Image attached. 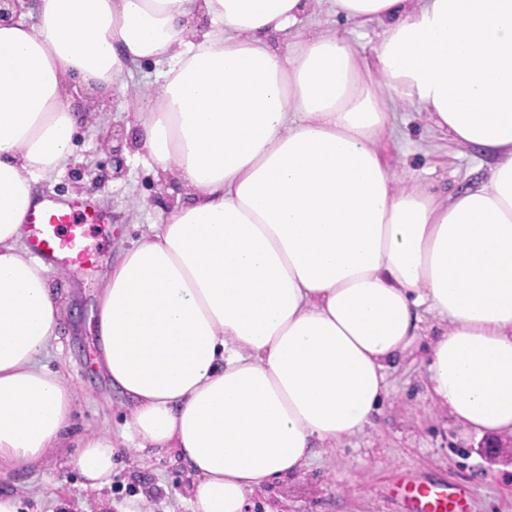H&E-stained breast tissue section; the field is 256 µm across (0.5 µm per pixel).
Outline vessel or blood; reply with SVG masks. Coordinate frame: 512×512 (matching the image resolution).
Segmentation results:
<instances>
[{
	"label": "vessel or blood",
	"mask_w": 512,
	"mask_h": 512,
	"mask_svg": "<svg viewBox=\"0 0 512 512\" xmlns=\"http://www.w3.org/2000/svg\"><path fill=\"white\" fill-rule=\"evenodd\" d=\"M100 212L92 198H38L26 217L28 248L45 266L63 264L76 269L97 265L100 252L91 250L86 240L98 227ZM403 494L415 505V512H462L461 500L451 498L446 488L414 483L403 486Z\"/></svg>",
	"instance_id": "1"
}]
</instances>
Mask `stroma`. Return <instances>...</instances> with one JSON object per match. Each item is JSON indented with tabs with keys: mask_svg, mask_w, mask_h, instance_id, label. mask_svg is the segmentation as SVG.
<instances>
[{
	"mask_svg": "<svg viewBox=\"0 0 512 512\" xmlns=\"http://www.w3.org/2000/svg\"><path fill=\"white\" fill-rule=\"evenodd\" d=\"M328 31L345 34L363 71L374 74L376 23L346 20L336 15L329 0H322L298 34ZM131 97V89L116 87L103 109L85 110L69 165L36 188L40 195L68 197L82 187L102 203L103 227L90 240L103 253L101 268L86 274L66 267L48 272L68 309V334L48 367L76 386L73 419L81 433L121 424L126 414L123 396L89 361L95 350L91 325L99 308L102 271L149 225L162 223L183 193L176 182L157 180L135 156L132 141L140 137L141 127ZM393 110L396 129L379 142L378 151L400 186L445 196L487 174L491 158L439 133L410 105L397 103ZM114 130L123 159L119 168L100 148ZM117 175L124 180L118 190L112 187ZM428 364L424 345L394 362L387 374L389 396L366 431L316 455L302 475L255 491L247 512H408L397 492L398 484L407 481L465 489V512H512V432L481 434L459 423L434 399ZM495 440L501 444L498 455L486 457L484 445ZM81 480L71 466L19 475V512H191L192 476L166 452L143 467L131 452L121 451L110 485L99 491L81 490Z\"/></svg>",
	"mask_w": 512,
	"mask_h": 512,
	"instance_id": "1",
	"label": "stroma"
}]
</instances>
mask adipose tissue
I'll return each mask as SVG.
<instances>
[{"label":"adipose tissue","instance_id":"ef3b65f1","mask_svg":"<svg viewBox=\"0 0 512 512\" xmlns=\"http://www.w3.org/2000/svg\"><path fill=\"white\" fill-rule=\"evenodd\" d=\"M333 5L379 23V80L341 34L268 41L314 0H39L37 24L0 21V512L56 453L103 489L122 448L174 452L191 512H244L362 434L423 341L435 399L512 430V0ZM141 62L158 67L136 91L144 159L186 199L102 278L98 366L129 416L77 436V394L46 365L65 312L25 218L82 110ZM387 92L492 156L487 178L444 198L398 187L376 150Z\"/></svg>","mask_w":512,"mask_h":512}]
</instances>
